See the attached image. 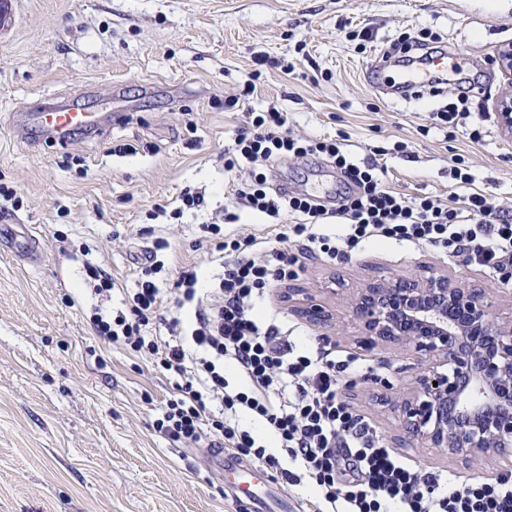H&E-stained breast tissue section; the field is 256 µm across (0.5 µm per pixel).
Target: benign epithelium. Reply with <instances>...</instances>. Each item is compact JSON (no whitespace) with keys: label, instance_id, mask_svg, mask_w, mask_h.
Returning <instances> with one entry per match:
<instances>
[{"label":"benign epithelium","instance_id":"1","mask_svg":"<svg viewBox=\"0 0 512 512\" xmlns=\"http://www.w3.org/2000/svg\"><path fill=\"white\" fill-rule=\"evenodd\" d=\"M497 111L512 133V94L498 99ZM302 310L330 321V311L310 298ZM351 312L361 345L417 358L411 390L387 397L408 437L450 457H495L512 466V315L497 313L494 291L428 271L368 283Z\"/></svg>","mask_w":512,"mask_h":512}]
</instances>
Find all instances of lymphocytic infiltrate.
Masks as SVG:
<instances>
[{
    "label": "lymphocytic infiltrate",
    "mask_w": 512,
    "mask_h": 512,
    "mask_svg": "<svg viewBox=\"0 0 512 512\" xmlns=\"http://www.w3.org/2000/svg\"><path fill=\"white\" fill-rule=\"evenodd\" d=\"M287 122L286 113L273 108L249 113L246 127L224 151L225 169L247 175L234 185L235 208L211 227L215 251L228 257L218 282L202 287L198 267L182 268L173 289L184 314L169 321L165 335L149 336L162 304L149 278L157 256L149 254L145 279L128 295V314L94 316L97 335L153 356L176 377L177 393L157 424L161 433L195 448L233 449L286 483H306L314 512H512L511 479L461 485L413 467L387 448L339 394L353 364L313 355L260 309L273 283L295 277L297 257L262 246L253 234L223 232L224 224L238 223L240 211L248 210L288 218L277 241L331 260L372 240H395L433 246L500 272L512 268V209L486 191L468 193L459 208L428 196L406 197L383 185L375 165L355 164L336 141L295 137ZM314 154L332 160L353 185L336 207L268 183L272 162ZM335 220L345 226L338 237L325 231ZM228 366L242 375L243 388L230 387ZM241 412L265 422L277 452L240 425Z\"/></svg>",
    "instance_id": "f902f5d3"
}]
</instances>
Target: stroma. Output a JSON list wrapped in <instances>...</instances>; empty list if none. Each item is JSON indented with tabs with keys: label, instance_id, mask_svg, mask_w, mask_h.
Here are the masks:
<instances>
[{
	"label": "stroma",
	"instance_id": "stroma-1",
	"mask_svg": "<svg viewBox=\"0 0 512 512\" xmlns=\"http://www.w3.org/2000/svg\"><path fill=\"white\" fill-rule=\"evenodd\" d=\"M11 11L0 30V186L18 202L0 225H27L40 259L0 253V512H255L207 449L159 432L175 378L97 336L91 316L126 312L159 238L168 246L154 277L163 297L155 329L176 311L179 267L199 266L208 283L222 274L203 227L222 223L235 202L238 175L225 172L224 149L251 111L277 107L294 136L335 140L358 164L376 160L384 184L406 196L460 201L459 168L473 189L512 205V134L496 112L512 79L495 63L512 44V0H12ZM423 29L473 62L471 119L452 133L433 126L430 112L457 97L456 82L440 96L392 104L363 76L402 34ZM255 72L256 90L242 98ZM45 95L80 97L112 124L64 143L22 139L16 116ZM476 124L479 141L470 137ZM273 172L290 191L328 203L349 188L319 158L292 157ZM188 189L204 194L201 209L151 218L155 205L180 207ZM92 264L112 277L107 299L92 291ZM430 268L512 298L502 274L433 247L370 242L343 261L301 259L262 307L321 351L357 359L341 395L386 446L461 484L497 479L508 470L496 460L451 459L404 442L378 398L382 382L403 387L416 360L356 343L350 298L370 282ZM292 288L323 301L330 324L302 314Z\"/></svg>",
	"mask_w": 512,
	"mask_h": 512
}]
</instances>
